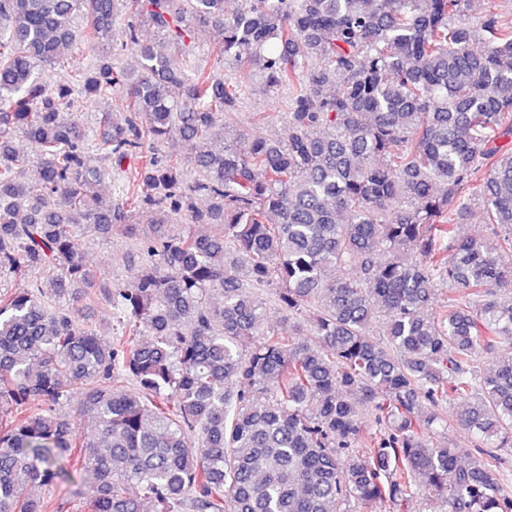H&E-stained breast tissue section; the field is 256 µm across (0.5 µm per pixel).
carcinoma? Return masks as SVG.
<instances>
[{
  "label": "carcinoma",
  "mask_w": 512,
  "mask_h": 512,
  "mask_svg": "<svg viewBox=\"0 0 512 512\" xmlns=\"http://www.w3.org/2000/svg\"><path fill=\"white\" fill-rule=\"evenodd\" d=\"M472 2L0 0V278L41 274L0 290V512H52L28 490L74 474L85 512H407L425 492L512 512L494 452L512 443V24L498 0L470 21ZM81 41L94 61L51 87ZM258 80L288 91L286 137L225 143ZM110 94L123 110L94 131L69 113ZM475 198L492 248L460 232ZM144 208L143 260L108 289L122 330L101 336L70 292L91 278L73 232L134 236ZM274 282L288 334L252 292ZM459 399L471 452L435 440Z\"/></svg>",
  "instance_id": "1"
}]
</instances>
